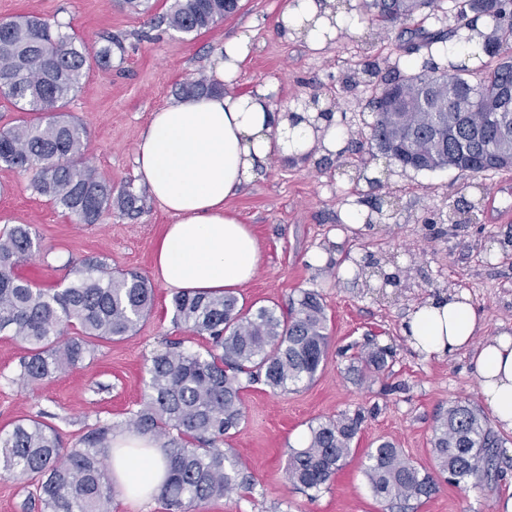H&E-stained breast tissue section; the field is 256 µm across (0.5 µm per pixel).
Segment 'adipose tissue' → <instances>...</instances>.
Returning <instances> with one entry per match:
<instances>
[{"label": "adipose tissue", "instance_id": "adipose-tissue-1", "mask_svg": "<svg viewBox=\"0 0 512 512\" xmlns=\"http://www.w3.org/2000/svg\"><path fill=\"white\" fill-rule=\"evenodd\" d=\"M350 0H286L276 19L280 33L312 50L332 45L355 26ZM253 34L226 40L209 73L223 91L191 97L154 112L137 147V174L151 199L174 218L166 225L155 273L167 288L190 293L232 292L252 280L258 244L224 202L274 159H322L342 147L344 133L329 114L328 98L317 106H275L277 88L265 83L240 92L237 77ZM476 314L469 295L451 290L415 308L404 328L421 354L440 358L474 347L479 394L501 429L512 431V335L474 345ZM113 447L140 448L131 460L111 456L110 469L125 491L147 485L156 494L164 478L163 451L150 439L119 435Z\"/></svg>", "mask_w": 512, "mask_h": 512}]
</instances>
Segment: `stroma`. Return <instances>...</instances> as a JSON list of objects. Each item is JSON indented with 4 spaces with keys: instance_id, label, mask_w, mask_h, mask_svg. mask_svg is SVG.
Here are the masks:
<instances>
[{
    "instance_id": "1",
    "label": "stroma",
    "mask_w": 512,
    "mask_h": 512,
    "mask_svg": "<svg viewBox=\"0 0 512 512\" xmlns=\"http://www.w3.org/2000/svg\"><path fill=\"white\" fill-rule=\"evenodd\" d=\"M285 2L239 0L235 12L197 36L155 25L172 0H149L145 12L117 0H0V20L30 16L58 22L63 32L96 46L107 35L120 40L111 68L93 67L66 110L87 130L86 164L114 188L128 185L145 195L135 158L152 112L176 102L177 84L206 75L215 50L246 27L254 38L240 89L277 83L280 104L328 96L338 123L352 136L373 123L372 85L361 68L368 60L385 70L402 64L400 26L372 24L365 7H358L356 30L342 32L334 47L317 55L279 32L276 18ZM362 169L375 171L367 195L383 202L392 221L352 230L340 209L358 194ZM507 181L512 182V173L405 169L372 146L359 157L337 153L322 166L305 159L272 160L226 201L227 212L250 229L260 248L259 271L236 290L239 302L284 310L302 290L315 291L328 316L329 348L312 383L274 391L258 382L243 390L244 421L226 445L253 477L255 491L231 493L207 503L202 512H381L363 473L367 449L379 440L391 442L421 469L437 473L430 440L439 416L457 400L469 401L495 430L499 474L475 486L439 482L431 496L412 500V512H508L512 432L498 429L479 396L472 350L428 358L415 352L403 334L417 305L451 288L469 292L479 336L512 332V190H504ZM29 182L28 174L0 165V231L32 224L41 241L40 253L21 261L17 274L40 288H62L71 280L69 260L97 256L112 269L140 272L154 288L153 309L136 334L103 343L93 362L33 390L14 381L24 346L0 334V430L47 412L71 442L88 426L121 421L135 408L150 359L164 341L192 350L204 349L206 341L174 326V292L154 272L158 243L172 221L169 214L146 199L138 218L112 211L99 223L79 224L34 194ZM461 196L479 203L473 223L448 221L450 204ZM338 229L344 232L342 253L395 266L399 285L370 288L364 280L345 281L336 270L314 268L310 254ZM370 341L390 348L393 358L384 373L363 378L349 364ZM359 409L365 414L362 430L329 488L313 499L294 490L285 477L290 448L308 437L311 425Z\"/></svg>"
}]
</instances>
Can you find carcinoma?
I'll return each mask as SVG.
<instances>
[{
    "label": "carcinoma",
    "instance_id": "1",
    "mask_svg": "<svg viewBox=\"0 0 512 512\" xmlns=\"http://www.w3.org/2000/svg\"><path fill=\"white\" fill-rule=\"evenodd\" d=\"M429 0H372L374 18L386 28L411 19ZM449 10L457 23L469 15L489 16L496 25L512 21V0H452ZM224 0H174L161 23L176 33L200 34L224 18ZM403 50L412 54L423 45L445 44L455 28L428 31L405 28ZM95 47L70 36L47 21L17 18L0 21V96L19 112L36 115L0 130V164L30 175L39 196L75 217L96 224L117 208L130 218L143 211L142 196L131 187L114 192L112 182L82 162L88 135L84 126L65 114L92 65L109 66L112 47L121 42L108 36ZM491 59L476 81L464 77L465 66L440 73L426 61L421 70L403 73L395 67L379 76L374 62L363 72L375 78L369 105L375 120L359 133V147L400 140L394 162L427 171L434 158L457 155L460 172L512 170L503 147L512 142V56L503 43L487 41ZM218 91L205 78L178 86L179 97H200ZM398 110L384 108L387 99ZM498 100V112L482 111ZM40 252L34 225L16 224L0 232V333L25 345L14 382L33 388L87 360L97 357L100 342H112L137 331L150 312L154 291L134 271L112 274L106 261L91 257L72 263L73 279L62 289L37 288L18 277V262ZM173 323L204 338L205 351L186 350L171 342L152 356L144 394L136 408L116 423H96L67 446L56 428L40 419H20L0 433V474L36 482L40 512H110L115 494L107 457L115 430L155 438L164 452L166 475L158 498L166 512H196L211 500L232 492H252L254 482L237 458L220 448L238 432L243 421L241 392L263 381L274 391H286L314 381L327 356V314L319 295L310 290L287 311L259 306L244 309L236 296L178 293L172 298ZM79 327L68 336L65 329ZM362 373L388 368L383 349L353 357ZM363 417L341 414L309 427L303 448L288 453L286 479L293 489L313 499L329 488L345 465ZM498 440L466 400H457L438 419L431 451L448 482L458 485L480 479L489 470L491 448ZM364 475L373 497L385 512L412 498L436 491L434 478L421 470L392 443L369 451Z\"/></svg>",
    "mask_w": 512,
    "mask_h": 512
}]
</instances>
